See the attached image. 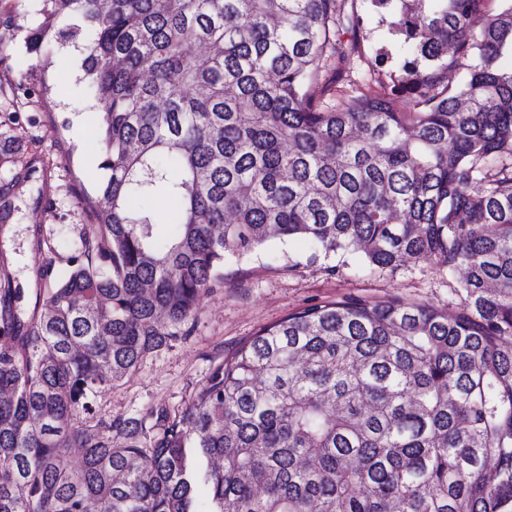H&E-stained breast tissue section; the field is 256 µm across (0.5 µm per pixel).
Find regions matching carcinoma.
Here are the masks:
<instances>
[{"mask_svg": "<svg viewBox=\"0 0 512 512\" xmlns=\"http://www.w3.org/2000/svg\"><path fill=\"white\" fill-rule=\"evenodd\" d=\"M361 2L408 52V112L315 106L337 0H43L32 49L86 46L107 176L84 198L99 240L40 316L0 279V512H512V0ZM155 195L182 208L165 239L132 205ZM273 229L373 270L433 257L464 270V308L312 305L215 362L184 411L101 420V391Z\"/></svg>", "mask_w": 512, "mask_h": 512, "instance_id": "obj_1", "label": "carcinoma"}]
</instances>
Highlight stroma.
Here are the masks:
<instances>
[{
  "label": "stroma",
  "instance_id": "1",
  "mask_svg": "<svg viewBox=\"0 0 512 512\" xmlns=\"http://www.w3.org/2000/svg\"><path fill=\"white\" fill-rule=\"evenodd\" d=\"M41 0H0V260L29 315L37 293L69 269L98 231L83 198L103 181L99 130L104 112L83 82L68 49L32 52L28 42L41 20ZM343 16L363 15L359 28L343 25L344 53L332 57L311 92L317 105L371 94L391 98L400 111L407 95L394 92L407 58L399 37L365 6L341 0ZM385 54L376 65V54ZM224 280L204 293L184 334L147 356L123 381L103 391L98 414L150 419L189 406L215 359L228 356L261 328L306 306L358 296H393L442 312L462 307L458 275L435 260L370 271L360 257L312 259L301 239L274 240L224 262Z\"/></svg>",
  "mask_w": 512,
  "mask_h": 512
}]
</instances>
